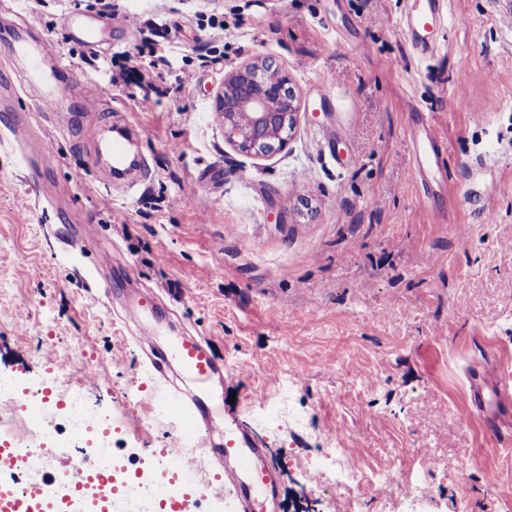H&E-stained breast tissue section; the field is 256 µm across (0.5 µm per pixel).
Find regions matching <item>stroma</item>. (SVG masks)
Here are the masks:
<instances>
[{"label": "stroma", "mask_w": 512, "mask_h": 512, "mask_svg": "<svg viewBox=\"0 0 512 512\" xmlns=\"http://www.w3.org/2000/svg\"><path fill=\"white\" fill-rule=\"evenodd\" d=\"M422 5L0 0V381L77 388L119 420L97 443L155 477L178 425L158 419L157 376L121 320L146 292L159 335L203 337L223 364L277 467L275 512H512V446L471 413L468 380L486 374L491 395L512 362V0H444L426 51L406 24ZM129 16L139 27L114 36ZM78 18L94 45L71 38ZM147 40L165 59L145 72L160 94L143 111L110 60ZM263 59L290 77L299 118L285 150L254 156L225 143L214 98ZM87 79L100 112L82 107ZM44 93L59 111L40 110ZM428 124L442 154L419 176ZM90 125L132 129L148 165L135 186L111 180ZM329 448L366 482L314 475ZM379 472L405 481L372 485Z\"/></svg>", "instance_id": "obj_1"}]
</instances>
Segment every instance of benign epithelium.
<instances>
[{"instance_id":"1","label":"benign epithelium","mask_w":512,"mask_h":512,"mask_svg":"<svg viewBox=\"0 0 512 512\" xmlns=\"http://www.w3.org/2000/svg\"><path fill=\"white\" fill-rule=\"evenodd\" d=\"M264 67L245 63L224 78L215 111L224 121V140L235 150L268 156L284 150L297 124L298 96L282 71L263 77Z\"/></svg>"}]
</instances>
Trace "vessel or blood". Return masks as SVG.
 <instances>
[{"mask_svg": "<svg viewBox=\"0 0 512 512\" xmlns=\"http://www.w3.org/2000/svg\"><path fill=\"white\" fill-rule=\"evenodd\" d=\"M441 16L437 0H429L414 19L417 33L429 32L437 27ZM439 137L434 128H426L425 140L415 155L414 168L423 171L433 162ZM158 306L154 298L143 296L130 304L122 319L127 327L154 320ZM150 363L155 371L164 365L177 362L192 390L156 393L155 399L162 411L175 418L179 431L163 451L164 468L173 480L160 508L162 512H192L196 497H218L228 492L236 493L245 503V512H268L272 491L273 465L260 452L251 447L234 427V422L224 414V399L220 396L215 376L219 367L215 357L201 337L177 336L166 342H152ZM512 405V375L501 374L493 400H486L481 390L473 392L476 414L488 422L487 429L493 439L503 440L501 429L492 424L491 418L498 408ZM97 434L95 416H88L80 435L84 446L78 461H66L49 479L48 485H0V512H65V507L50 495L49 485L66 486L72 500L94 498L110 501L124 484L127 471L122 467L101 469L91 448ZM222 437V447L215 454L220 464L205 480L195 478L196 462L187 449L190 444Z\"/></svg>", "mask_w": 512, "mask_h": 512, "instance_id": "1", "label": "vessel or blood"}]
</instances>
